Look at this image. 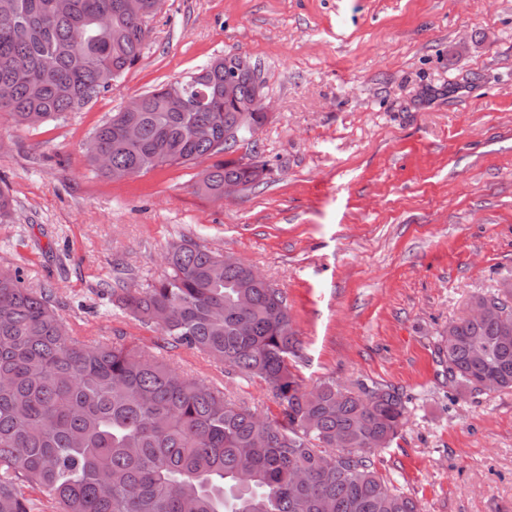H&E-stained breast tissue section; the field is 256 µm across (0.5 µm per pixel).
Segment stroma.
I'll return each instance as SVG.
<instances>
[{
	"label": "stroma",
	"mask_w": 512,
	"mask_h": 512,
	"mask_svg": "<svg viewBox=\"0 0 512 512\" xmlns=\"http://www.w3.org/2000/svg\"><path fill=\"white\" fill-rule=\"evenodd\" d=\"M240 53L272 115L243 159L264 184L200 194L197 165L114 180L84 145L131 98ZM0 267L53 289L74 335L139 347L226 397L268 388L164 345L105 284L146 286L188 238L285 295L303 384L398 389L404 425L375 465L423 512H512V390L461 397L435 345L473 296L512 279V0H163L135 67L66 119L0 112Z\"/></svg>",
	"instance_id": "35a3bbf8"
}]
</instances>
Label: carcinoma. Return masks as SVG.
I'll return each mask as SVG.
<instances>
[{
	"label": "carcinoma",
	"mask_w": 512,
	"mask_h": 512,
	"mask_svg": "<svg viewBox=\"0 0 512 512\" xmlns=\"http://www.w3.org/2000/svg\"><path fill=\"white\" fill-rule=\"evenodd\" d=\"M157 0H0V112L35 127L74 112L133 68ZM184 108L165 87L135 112H114L85 144L89 163L120 180L132 169L228 155L198 191L263 183L229 157L254 139L224 104V61L188 77ZM136 136L129 140L125 130ZM145 288L110 289L119 307L170 345L265 383L280 411L260 413L163 358L72 335L48 288L0 268V512H31L21 487L57 512H420L385 480L374 455L397 437L402 394L333 381L311 389L292 371L299 344L282 291L253 266L224 263L192 240L172 244ZM448 387L464 396L512 389V320L496 313L448 324L436 346Z\"/></svg>",
	"instance_id": "carcinoma-1"
}]
</instances>
